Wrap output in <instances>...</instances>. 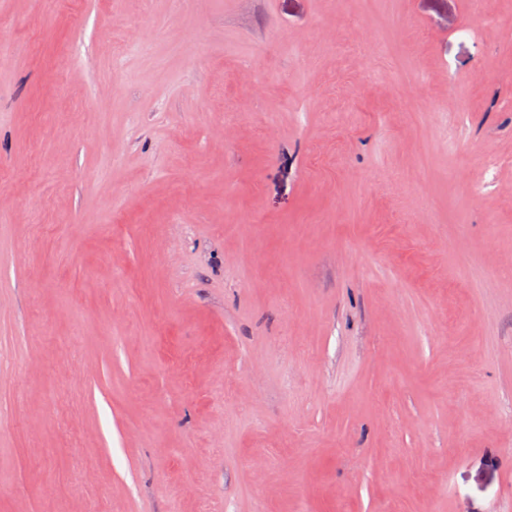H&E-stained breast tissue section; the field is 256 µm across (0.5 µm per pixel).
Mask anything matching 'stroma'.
Returning <instances> with one entry per match:
<instances>
[{"label":"stroma","instance_id":"1","mask_svg":"<svg viewBox=\"0 0 512 512\" xmlns=\"http://www.w3.org/2000/svg\"><path fill=\"white\" fill-rule=\"evenodd\" d=\"M0 37V512H512V0Z\"/></svg>","mask_w":512,"mask_h":512}]
</instances>
